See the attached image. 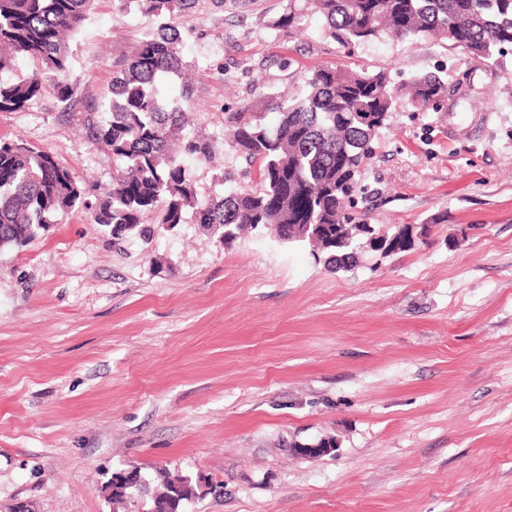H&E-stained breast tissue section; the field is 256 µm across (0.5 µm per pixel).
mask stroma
<instances>
[{"mask_svg":"<svg viewBox=\"0 0 512 512\" xmlns=\"http://www.w3.org/2000/svg\"><path fill=\"white\" fill-rule=\"evenodd\" d=\"M288 0L179 13L195 122L218 133L258 85L292 92L327 66L438 71L467 97L399 100L361 168L357 211L426 242L335 272L258 229L224 243L194 221L112 238L88 210L0 250V512H127L109 479L188 478L183 512H512V48L487 68L428 39L294 38ZM155 24L97 0L70 42L82 102ZM112 187V161L53 90L0 113V137ZM228 149L188 164L200 196L240 177ZM335 440L325 455L292 444Z\"/></svg>","mask_w":512,"mask_h":512,"instance_id":"stroma-1","label":"stroma"}]
</instances>
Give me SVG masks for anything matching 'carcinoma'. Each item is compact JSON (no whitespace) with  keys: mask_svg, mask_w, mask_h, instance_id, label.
I'll return each mask as SVG.
<instances>
[{"mask_svg":"<svg viewBox=\"0 0 512 512\" xmlns=\"http://www.w3.org/2000/svg\"><path fill=\"white\" fill-rule=\"evenodd\" d=\"M115 2L154 18L156 26L113 76L112 96L81 104L64 76L71 66L69 39L93 0H0V112L24 110L52 86L60 101L79 108L88 141L117 171L112 190L91 204L97 187L77 180L50 153L0 137V248L27 246L58 215L81 206L116 240L147 232L143 224L153 216L169 228L183 224L188 209L195 223L225 242L263 227L282 244L310 246L337 272L354 266L367 246L386 257L412 249L411 225L389 237L347 206L398 100L406 97L425 112L447 95V80L427 72L399 88L384 69L336 66L306 73L297 95L261 87L224 113V143L244 159L254 185L201 198L186 161L211 162L221 143L191 126L189 96L172 102L162 92L170 77L190 78L174 16L197 0ZM308 12L344 47L384 35L428 37L488 68L512 47V0H289L271 29L292 38ZM19 57L34 61L36 71L13 75ZM193 494L186 480L165 475L148 512H170L173 496L184 501Z\"/></svg>","mask_w":512,"mask_h":512,"instance_id":"cac0c4a2","label":"carcinoma"}]
</instances>
